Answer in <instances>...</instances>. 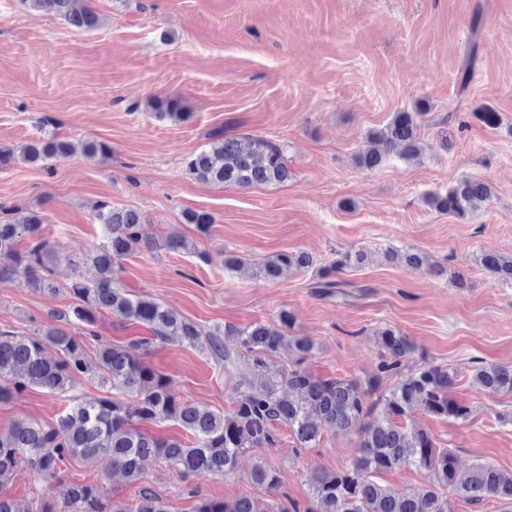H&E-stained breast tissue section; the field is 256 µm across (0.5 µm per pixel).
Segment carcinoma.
<instances>
[{
  "mask_svg": "<svg viewBox=\"0 0 512 512\" xmlns=\"http://www.w3.org/2000/svg\"><path fill=\"white\" fill-rule=\"evenodd\" d=\"M33 10L52 11L76 30L91 29L99 18L87 0H24ZM154 118L174 123L188 120L175 98H154L148 102ZM416 112H395L387 125L371 133L376 148L360 155L365 170L378 168L386 155L397 153L405 161L420 158ZM70 141L52 134L21 149L22 158L52 171L51 161L68 156ZM186 171L204 183L232 185L240 189L281 185L291 178L283 147L274 141L222 133L212 135L210 148L189 155ZM490 186L465 178L444 193L429 195V203L458 220H466L483 202L490 200ZM97 218L103 226V241L87 257L96 270L92 282L77 275L68 293L74 302L51 314L55 325L37 336L0 333V403L30 389L41 388L60 395L69 390L76 377L96 369L101 383L130 396L98 397L90 402L70 403L53 424L16 420L0 431V485L26 467L46 479L64 477L66 464L76 458L101 456L126 480L137 484L150 461H160L182 477L201 472L224 477L235 472L242 454L281 443L280 430H290L297 451L318 445L323 427L338 434H355L360 454L334 471H315L309 477L313 502L305 510L284 507L278 512H456L447 490L471 504L493 498L502 512H512V472L489 463L469 469L459 467L455 453L439 448L430 434L410 417L416 407L436 417L467 418L469 407L455 396L457 374L429 363L414 364L408 358L414 346L404 336L387 328L378 332L382 347L377 372L365 381L315 373L301 364L315 350L305 336H289L293 318L283 311L280 325L263 323L245 326L226 324L207 336L196 323L179 315L149 294H131L114 286L120 262L142 248L181 251L187 239L172 232L161 241L144 235V218L136 210L102 203ZM186 222L200 233L208 232L213 216L190 211ZM40 216L31 214L23 222H0V282L16 281L28 288L52 287L47 273L54 248L41 234ZM28 240L22 250L19 239ZM389 260H399L420 270L423 257L416 252L386 251ZM367 254L347 251L323 269L316 287L330 296L344 282L330 276L344 268L359 269ZM478 262L494 276L512 282V256L482 253ZM313 257L305 251L281 252L261 266L259 273L275 281L292 270L312 267ZM107 313L125 326H139L149 332L127 343L102 342L99 322ZM206 339L209 349L224 362V373L238 378L232 410L220 414L171 392L169 378L156 371L144 355L169 340L195 347ZM235 343L229 348L227 342ZM57 349L58 357L44 355L45 346ZM95 346L96 365L89 362V346ZM281 350L296 356L292 368L276 369L271 357ZM395 384L380 390L383 380ZM473 385L492 392L512 393V367L483 365L476 368ZM178 422L195 441L161 438L142 429L145 423ZM396 468L424 469L431 484L420 494H407L380 485L376 475ZM253 480L277 490L280 478L275 469L255 466ZM0 512H170L152 488L141 487L131 508L107 496L90 482L70 483L58 503L36 509L15 498L0 495ZM194 512H268L254 499L244 496L233 501L200 498Z\"/></svg>",
  "mask_w": 512,
  "mask_h": 512,
  "instance_id": "carcinoma-1",
  "label": "carcinoma"
}]
</instances>
